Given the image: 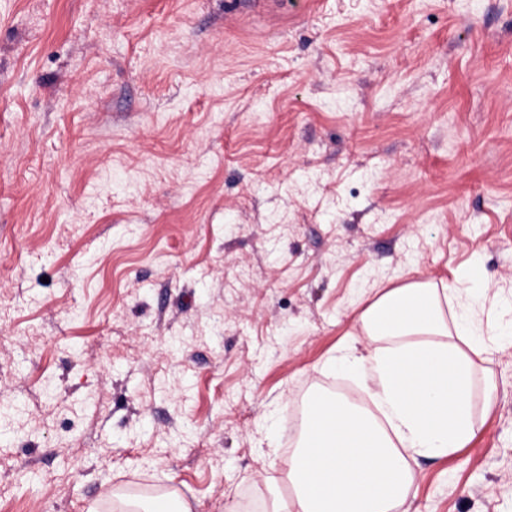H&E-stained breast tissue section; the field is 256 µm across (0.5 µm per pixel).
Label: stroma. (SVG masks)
<instances>
[{"label":"stroma","mask_w":512,"mask_h":512,"mask_svg":"<svg viewBox=\"0 0 512 512\" xmlns=\"http://www.w3.org/2000/svg\"><path fill=\"white\" fill-rule=\"evenodd\" d=\"M512 300V0H0V512H267L378 291ZM410 512H512V335ZM128 511L144 512H191L190 508L183 505L179 506L170 496H157L148 499L147 506L144 507L142 501H130L127 503Z\"/></svg>","instance_id":"obj_1"}]
</instances>
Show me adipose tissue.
I'll return each instance as SVG.
<instances>
[{
    "label": "adipose tissue",
    "instance_id": "ef3b65f1",
    "mask_svg": "<svg viewBox=\"0 0 512 512\" xmlns=\"http://www.w3.org/2000/svg\"><path fill=\"white\" fill-rule=\"evenodd\" d=\"M491 286L482 264L437 284L386 290L359 316L368 347L343 359L372 409L325 392L310 397L285 464L290 497L271 512H398L413 458L445 457L474 435V391L493 393L477 362L490 349L472 307Z\"/></svg>",
    "mask_w": 512,
    "mask_h": 512
}]
</instances>
